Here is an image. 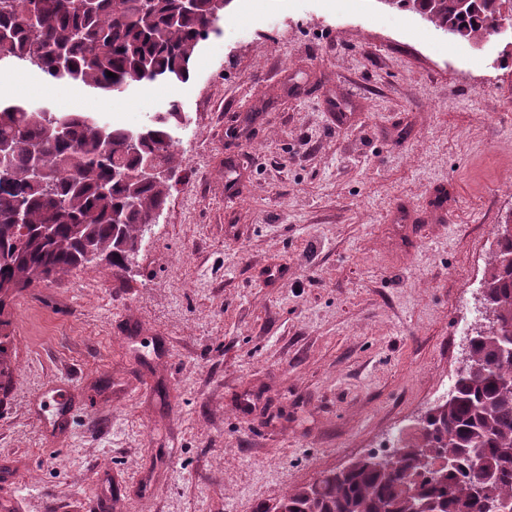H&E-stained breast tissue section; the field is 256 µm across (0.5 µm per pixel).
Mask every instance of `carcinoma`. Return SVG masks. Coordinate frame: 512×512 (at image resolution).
<instances>
[{
    "instance_id": "1",
    "label": "carcinoma",
    "mask_w": 512,
    "mask_h": 512,
    "mask_svg": "<svg viewBox=\"0 0 512 512\" xmlns=\"http://www.w3.org/2000/svg\"><path fill=\"white\" fill-rule=\"evenodd\" d=\"M233 0H0V72L26 66L59 84L106 95L159 80L189 79L200 43ZM412 11L441 31L477 43L512 17V0H380ZM33 6L35 22L27 20ZM116 77L107 76V72ZM178 102L133 132L85 113H41L0 99V144L12 148L0 170V392L12 382L10 301L35 281L90 263L89 251L127 268L167 202L171 184L141 175L152 156L176 169L170 135ZM138 150L127 148L129 139ZM44 224L52 233L40 232ZM501 258L484 281L493 321L472 335L469 362L448 399L432 408L393 456L373 453L275 505L278 512H434L512 510V214L498 225ZM493 472L489 494L474 491L475 468Z\"/></svg>"
}]
</instances>
